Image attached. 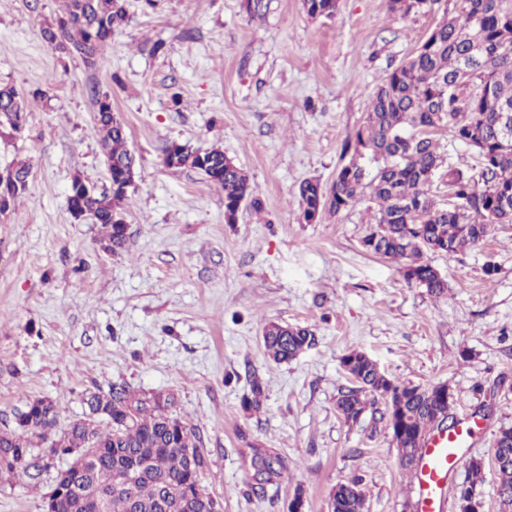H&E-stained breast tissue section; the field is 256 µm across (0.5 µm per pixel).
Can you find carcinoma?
Segmentation results:
<instances>
[{"mask_svg": "<svg viewBox=\"0 0 512 512\" xmlns=\"http://www.w3.org/2000/svg\"><path fill=\"white\" fill-rule=\"evenodd\" d=\"M444 15L416 52L402 61L375 87L363 122L344 141L347 163L329 186L315 180L300 185V208L310 223L323 213L337 214L363 199L377 208L376 227L361 241L369 253L402 265L407 283L443 295L448 282L426 260V253L452 257L479 245L489 234L492 217L512 224V0H451ZM438 0H388L392 13H427ZM312 18L336 14V0H302ZM126 0H62L61 14L42 29L43 40L86 63L102 62V51L126 22ZM95 123L107 150L111 181L134 180L136 163L126 148L124 122L112 109L108 94L95 99ZM26 102L12 86H0V129L20 132ZM448 132L477 156L478 164L446 162L434 137ZM176 163L202 169L208 181L224 192L227 223L234 209L246 202L256 212L262 202L248 174L219 148L202 153L179 145ZM448 178L449 195L461 206L440 204L431 187L437 172ZM29 165L19 163L0 175V214L28 190ZM86 181L73 178L70 213L88 215L102 230L101 246L111 253L127 240L122 204L127 191L84 190ZM316 343L308 327L269 321L263 329L267 355L287 362ZM356 386L341 393L336 408L347 424L361 421L368 407L384 400L380 421L390 431L402 466L415 467L424 435L457 421L450 411L453 393L445 383L423 387L389 378L365 352L352 349L340 358ZM84 417L55 438L43 429L55 421L57 406L36 399L14 416V428L0 430V476L22 474L32 449L48 441L58 448H90L89 458L71 455L47 496L52 512H213L220 503L205 491L201 478L207 455L201 436L176 411L170 392L138 390L114 383L90 393ZM497 492L512 506V427L498 430ZM257 484L269 483L287 469L284 459L259 451L252 458ZM484 462H468L470 478L456 494L457 512H478L477 486ZM362 479L336 484L327 512H364Z\"/></svg>", "mask_w": 512, "mask_h": 512, "instance_id": "obj_1", "label": "carcinoma"}]
</instances>
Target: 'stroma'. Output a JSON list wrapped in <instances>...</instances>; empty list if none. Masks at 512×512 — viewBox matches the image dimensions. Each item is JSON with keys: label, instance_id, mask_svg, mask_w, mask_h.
<instances>
[{"label": "stroma", "instance_id": "1", "mask_svg": "<svg viewBox=\"0 0 512 512\" xmlns=\"http://www.w3.org/2000/svg\"><path fill=\"white\" fill-rule=\"evenodd\" d=\"M242 0H128L127 22L97 66L41 36L60 0H0V84L30 101L17 137L0 135V174L29 164V188L0 214V428L27 403L57 408L56 431L85 397L123 381L173 392L203 438L206 491L222 512H326L339 482L361 477L365 512H417L409 470L382 422L345 424L336 400L351 382L339 359L359 349L390 377L440 382L452 413L474 425L468 456L485 461L480 512H502L490 466L512 426V224L456 256L427 253L443 297L407 284L398 263L364 251L374 209L361 201L305 222L299 187L330 183L375 86L413 54L443 14L389 13L387 0H339L311 19L302 0H270L251 18ZM163 51L153 52L156 42ZM124 121L137 178L124 204L122 250L101 249L99 225L68 209L74 177L109 189L93 92ZM173 143L221 148L242 167L263 213L226 223L224 193L199 171L167 168ZM498 271L487 277L484 267ZM311 327L317 343L270 360L267 321ZM260 381V411L242 400ZM282 456V477L257 488L254 450ZM66 459L28 478H0V512H44Z\"/></svg>", "mask_w": 512, "mask_h": 512}]
</instances>
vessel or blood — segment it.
Listing matches in <instances>:
<instances>
[{
	"instance_id": "b4317fda",
	"label": "vessel or blood",
	"mask_w": 512,
	"mask_h": 512,
	"mask_svg": "<svg viewBox=\"0 0 512 512\" xmlns=\"http://www.w3.org/2000/svg\"><path fill=\"white\" fill-rule=\"evenodd\" d=\"M471 428L430 433L423 445V458L415 475L418 512H442L449 475L461 459V447Z\"/></svg>"
}]
</instances>
